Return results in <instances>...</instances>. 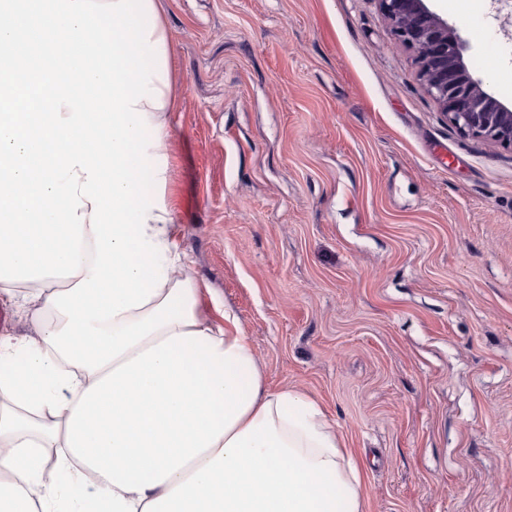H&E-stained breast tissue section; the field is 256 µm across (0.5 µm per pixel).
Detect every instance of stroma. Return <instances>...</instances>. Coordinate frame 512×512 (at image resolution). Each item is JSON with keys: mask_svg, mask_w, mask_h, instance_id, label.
<instances>
[{"mask_svg": "<svg viewBox=\"0 0 512 512\" xmlns=\"http://www.w3.org/2000/svg\"><path fill=\"white\" fill-rule=\"evenodd\" d=\"M165 199L200 310L317 402L363 512H512V152L450 127L376 0H159ZM512 108L500 0H426Z\"/></svg>", "mask_w": 512, "mask_h": 512, "instance_id": "stroma-1", "label": "stroma"}]
</instances>
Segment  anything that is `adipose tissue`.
I'll use <instances>...</instances> for the list:
<instances>
[{
    "label": "adipose tissue",
    "instance_id": "obj_1",
    "mask_svg": "<svg viewBox=\"0 0 512 512\" xmlns=\"http://www.w3.org/2000/svg\"><path fill=\"white\" fill-rule=\"evenodd\" d=\"M159 103L138 102L152 152L170 136L172 80H153ZM145 232L164 247L166 282L141 308L110 319L135 322L177 282L199 297L161 188ZM0 281V301L34 303L32 335L0 336V512H362L354 455L316 403L270 389L229 313L193 311L88 372L47 344L68 318L53 293L88 278Z\"/></svg>",
    "mask_w": 512,
    "mask_h": 512
}]
</instances>
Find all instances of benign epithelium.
I'll return each mask as SVG.
<instances>
[{"mask_svg": "<svg viewBox=\"0 0 512 512\" xmlns=\"http://www.w3.org/2000/svg\"><path fill=\"white\" fill-rule=\"evenodd\" d=\"M395 38L413 51L427 94L448 125L465 136L512 151V111L469 75L454 28L424 0H377Z\"/></svg>", "mask_w": 512, "mask_h": 512, "instance_id": "7a95c632", "label": "benign epithelium"}]
</instances>
